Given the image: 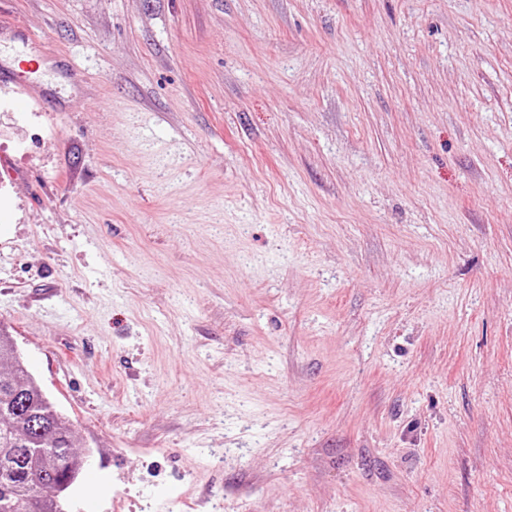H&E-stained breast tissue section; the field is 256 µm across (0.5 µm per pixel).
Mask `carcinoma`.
<instances>
[{
    "mask_svg": "<svg viewBox=\"0 0 512 512\" xmlns=\"http://www.w3.org/2000/svg\"><path fill=\"white\" fill-rule=\"evenodd\" d=\"M0 512H58L51 496L63 466L80 464L70 427L0 333Z\"/></svg>",
    "mask_w": 512,
    "mask_h": 512,
    "instance_id": "1",
    "label": "carcinoma"
}]
</instances>
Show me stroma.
<instances>
[{
    "label": "stroma",
    "mask_w": 512,
    "mask_h": 512,
    "mask_svg": "<svg viewBox=\"0 0 512 512\" xmlns=\"http://www.w3.org/2000/svg\"><path fill=\"white\" fill-rule=\"evenodd\" d=\"M0 68L96 512H512V0H0Z\"/></svg>",
    "instance_id": "1"
}]
</instances>
